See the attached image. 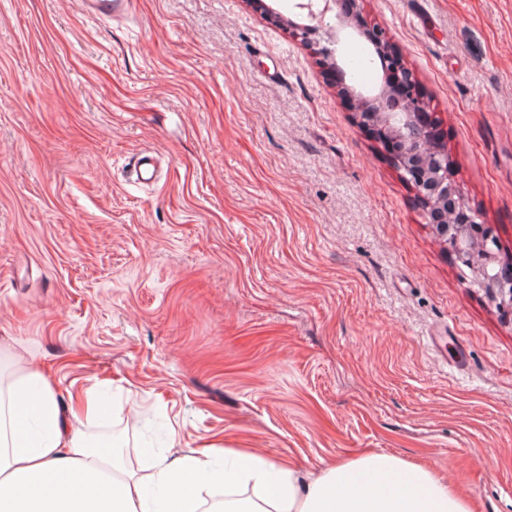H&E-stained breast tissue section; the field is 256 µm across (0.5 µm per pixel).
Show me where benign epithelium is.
<instances>
[{
  "label": "benign epithelium",
  "instance_id": "1",
  "mask_svg": "<svg viewBox=\"0 0 512 512\" xmlns=\"http://www.w3.org/2000/svg\"><path fill=\"white\" fill-rule=\"evenodd\" d=\"M346 29L369 38L383 61L394 59V47L386 33L371 27L360 14L347 19L336 16V26H328L317 14L309 13V22L297 23L288 20V30L294 37L316 48L320 63L326 69L340 70L334 52L320 45L317 35L321 30ZM339 93L353 98L360 106L362 122L374 131L396 143L395 161L403 179L412 185L416 196L424 203L426 214L433 212V206L450 199L456 206L444 213L433 223L441 225L446 241L443 246L453 252L462 266L472 272L471 285L481 290L507 320L512 318V266L505 272L498 271L502 260L499 256L498 241L493 230L482 214L471 208L459 195L453 174L448 169V149L442 142L428 136L418 143L414 132L422 126L419 118L427 111V103L421 94L411 92L388 106V98L395 96L394 89L384 85L378 93H367L352 86L342 85Z\"/></svg>",
  "mask_w": 512,
  "mask_h": 512
}]
</instances>
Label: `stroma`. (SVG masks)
Wrapping results in <instances>:
<instances>
[{"mask_svg":"<svg viewBox=\"0 0 512 512\" xmlns=\"http://www.w3.org/2000/svg\"><path fill=\"white\" fill-rule=\"evenodd\" d=\"M0 0V362L143 451H382L512 512V324L289 34L299 0ZM512 258V0H359ZM144 153L158 179L136 181ZM88 15L103 18H122L129 10L131 0H80Z\"/></svg>","mask_w":512,"mask_h":512,"instance_id":"35a3bbf8","label":"stroma"}]
</instances>
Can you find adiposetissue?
Here are the masks:
<instances>
[{"label": "adipose tissue", "mask_w": 512, "mask_h": 512, "mask_svg": "<svg viewBox=\"0 0 512 512\" xmlns=\"http://www.w3.org/2000/svg\"><path fill=\"white\" fill-rule=\"evenodd\" d=\"M36 368L0 384V512H473L431 469L370 451L326 465L312 480L249 450H188L135 476L111 444L109 468L85 424ZM224 490L221 508L204 492Z\"/></svg>", "instance_id": "adipose-tissue-1"}]
</instances>
